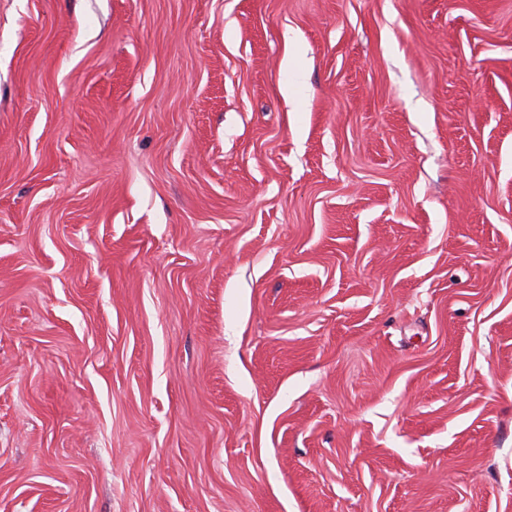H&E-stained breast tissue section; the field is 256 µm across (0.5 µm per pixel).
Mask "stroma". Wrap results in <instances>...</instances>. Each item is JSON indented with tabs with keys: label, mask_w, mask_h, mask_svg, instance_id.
<instances>
[{
	"label": "stroma",
	"mask_w": 512,
	"mask_h": 512,
	"mask_svg": "<svg viewBox=\"0 0 512 512\" xmlns=\"http://www.w3.org/2000/svg\"><path fill=\"white\" fill-rule=\"evenodd\" d=\"M0 512H512V0H0Z\"/></svg>",
	"instance_id": "stroma-1"
}]
</instances>
